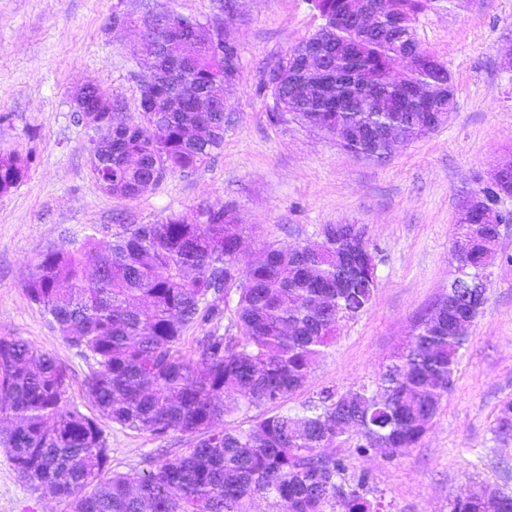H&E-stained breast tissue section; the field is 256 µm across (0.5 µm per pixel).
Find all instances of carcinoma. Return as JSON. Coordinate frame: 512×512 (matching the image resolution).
Masks as SVG:
<instances>
[{
  "mask_svg": "<svg viewBox=\"0 0 512 512\" xmlns=\"http://www.w3.org/2000/svg\"><path fill=\"white\" fill-rule=\"evenodd\" d=\"M308 2L323 24L268 71L273 121L295 122L370 159L391 153L388 138H366L370 130L393 131L404 143L445 122L456 89L443 62L393 73L400 54L426 52L416 25L440 0H367L375 30L362 34L351 0ZM183 22L197 47L181 90L154 92L167 111L130 115L100 88L85 87L104 108L89 155L91 174L108 195L132 199L169 174H191L224 144V113L198 112L195 103L199 92L221 94L235 82L237 48H217L205 24ZM152 42L164 45L161 67L183 53L162 31L152 33ZM314 42L334 76L327 83L299 66ZM358 71L375 79L374 90L354 79ZM437 81L444 91L433 95ZM299 83L311 92L296 100ZM27 172L18 153L1 156L0 193ZM502 219L489 210L457 222L454 240L469 244L470 273L483 275L496 260L494 225ZM325 229L316 252L269 246L243 269L245 228L213 202L117 234L107 256L87 245L40 256L25 292L65 343L94 360L85 385L99 416L84 414L69 397L73 375L65 364L28 342L0 337V445L20 478L67 500L70 512H254L258 499L278 512H383L368 475L348 474L326 449L355 435L357 450L382 451L391 460L418 445L452 388L467 338L456 326L475 320L468 306L419 318L374 389L328 387L296 412L260 417L248 429L222 426L244 407L276 404L301 387L334 343L337 318L356 317L372 304L371 258L346 254L336 225ZM233 286L236 319L221 334L213 323L223 318ZM193 326L208 330L185 355L181 341ZM105 422L155 439L178 433L199 440L182 453L149 457L138 472L110 475ZM497 430L512 431L511 399L502 403ZM451 512H512V496L476 485L456 497Z\"/></svg>",
  "mask_w": 512,
  "mask_h": 512,
  "instance_id": "carcinoma-1",
  "label": "carcinoma"
}]
</instances>
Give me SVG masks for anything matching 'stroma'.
I'll use <instances>...</instances> for the list:
<instances>
[{"label":"stroma","instance_id":"stroma-1","mask_svg":"<svg viewBox=\"0 0 512 512\" xmlns=\"http://www.w3.org/2000/svg\"><path fill=\"white\" fill-rule=\"evenodd\" d=\"M0 0V155L28 159L18 186L0 194V336L23 339L67 365L74 402L94 414L84 377L91 363L52 328L23 288L48 249L105 247L123 226L186 214L203 200L223 201L245 229L244 260L266 246L305 245L326 224H362L377 265L369 309L342 322L308 381L265 414L295 411L327 387L374 384L409 341L419 314L455 274L450 248L467 196L512 153V69L498 53L512 42V0L440 4L417 37L448 67L456 107L446 123L377 162L341 150L298 124L276 123L264 76L321 20L306 0ZM168 11L220 28L239 51L237 81L226 93L224 146L189 175L167 177L127 199L105 194L89 171L90 128L74 123L75 96L94 84L128 113L139 110L131 52L145 14ZM126 17L125 26L112 24ZM486 301L467 330L458 369L432 425L393 459L363 456L354 439L332 451L348 474L367 473L386 512H450L456 496L483 483L512 493V438L495 432L512 398V265L488 270ZM109 469L131 473L165 447L182 452L191 437L166 440L118 425L105 429ZM66 501L32 491L0 446V512H68Z\"/></svg>","mask_w":512,"mask_h":512}]
</instances>
